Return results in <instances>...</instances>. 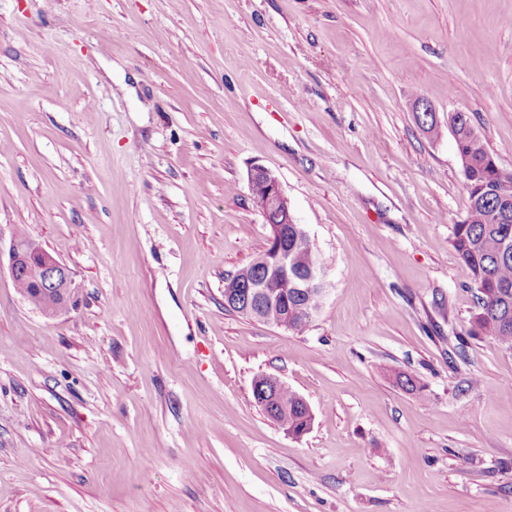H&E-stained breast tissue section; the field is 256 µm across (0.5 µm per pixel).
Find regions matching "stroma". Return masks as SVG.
Returning <instances> with one entry per match:
<instances>
[{"label":"stroma","mask_w":512,"mask_h":512,"mask_svg":"<svg viewBox=\"0 0 512 512\" xmlns=\"http://www.w3.org/2000/svg\"><path fill=\"white\" fill-rule=\"evenodd\" d=\"M454 111L512 171V0H0V254L24 231L78 285L48 318L0 264V512H512ZM254 164L318 247L299 333L224 307ZM294 393L290 389L286 388L279 393L280 400L288 401V410H280L276 419L270 414V418L276 421L281 427H288V429H294L295 431L304 428L305 421V410L299 403L294 400Z\"/></svg>","instance_id":"35a3bbf8"}]
</instances>
